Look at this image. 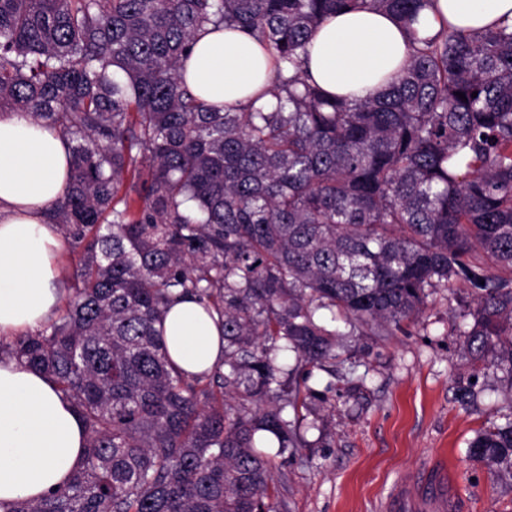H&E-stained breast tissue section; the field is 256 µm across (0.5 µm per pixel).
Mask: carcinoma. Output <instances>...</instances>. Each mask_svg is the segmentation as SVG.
Here are the masks:
<instances>
[{"label": "carcinoma", "mask_w": 512, "mask_h": 512, "mask_svg": "<svg viewBox=\"0 0 512 512\" xmlns=\"http://www.w3.org/2000/svg\"><path fill=\"white\" fill-rule=\"evenodd\" d=\"M429 2L0 0V115L69 141L51 211L83 245L62 313L0 352L48 376L89 436L68 484L0 512H278L301 387L342 337L418 321L431 288L471 287L463 350L512 384V25L420 38ZM358 8L408 26L410 58L383 92L330 98L305 47ZM208 24L269 46L272 111L188 90L179 63ZM187 295L224 339L200 373L156 328ZM469 460L512 477L511 416Z\"/></svg>", "instance_id": "obj_1"}]
</instances>
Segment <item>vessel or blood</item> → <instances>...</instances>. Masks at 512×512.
Segmentation results:
<instances>
[{"mask_svg": "<svg viewBox=\"0 0 512 512\" xmlns=\"http://www.w3.org/2000/svg\"><path fill=\"white\" fill-rule=\"evenodd\" d=\"M455 493L445 469L430 466L397 485L384 504L385 512H453Z\"/></svg>", "mask_w": 512, "mask_h": 512, "instance_id": "1", "label": "vessel or blood"}]
</instances>
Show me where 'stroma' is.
Instances as JSON below:
<instances>
[{"mask_svg": "<svg viewBox=\"0 0 512 512\" xmlns=\"http://www.w3.org/2000/svg\"><path fill=\"white\" fill-rule=\"evenodd\" d=\"M469 291L433 290L418 325L353 340L347 357L363 386L314 372L319 395L300 425L307 445L275 467L288 475L289 512H383L393 485L430 465L453 477L455 512H512V479L467 457L477 431L512 408V386L492 370L474 372L463 354ZM471 380L480 395L468 412L454 394Z\"/></svg>", "mask_w": 512, "mask_h": 512, "instance_id": "obj_1", "label": "stroma"}]
</instances>
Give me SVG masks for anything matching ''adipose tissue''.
Returning <instances> with one entry per match:
<instances>
[{
    "mask_svg": "<svg viewBox=\"0 0 512 512\" xmlns=\"http://www.w3.org/2000/svg\"><path fill=\"white\" fill-rule=\"evenodd\" d=\"M512 23V0H434L419 37L451 24L462 29ZM305 71L325 92L363 99L382 92L411 46L394 16L372 10L324 21L308 47ZM198 97L236 111H270L275 80L270 49L236 28L207 27L182 63ZM69 145L56 129L14 112L0 116V338L40 328L60 304L64 236L50 208L67 185ZM163 339L184 371L212 368L222 357L220 331L194 298L168 311ZM87 434L71 402L42 373L0 360V500H38L82 467Z\"/></svg>",
    "mask_w": 512,
    "mask_h": 512,
    "instance_id": "ef3b65f1",
    "label": "adipose tissue"
}]
</instances>
